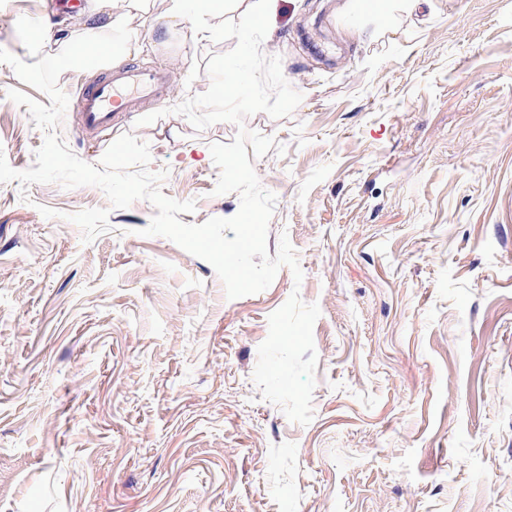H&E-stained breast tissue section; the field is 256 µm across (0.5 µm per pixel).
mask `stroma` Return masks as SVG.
I'll use <instances>...</instances> for the list:
<instances>
[{
	"label": "stroma",
	"mask_w": 512,
	"mask_h": 512,
	"mask_svg": "<svg viewBox=\"0 0 512 512\" xmlns=\"http://www.w3.org/2000/svg\"><path fill=\"white\" fill-rule=\"evenodd\" d=\"M344 3L278 0L261 49L302 95L282 118L132 112L86 134L101 70L60 75L66 146L96 165L122 134L148 143L163 194L196 203L186 224L240 208L214 192L211 144L272 137L253 161L276 196L267 247L288 236L303 279L284 266L231 299L209 262L142 236L149 201L0 183V512H512V0H430L388 31ZM125 7L0 0V48L32 64ZM139 21L151 39L113 32L112 61L164 69L171 108L236 45L194 40L159 0ZM13 89L48 97L0 64V152L22 171L45 132ZM88 208L109 229L87 243L69 216ZM295 291L321 311L306 425L253 380Z\"/></svg>",
	"instance_id": "stroma-1"
}]
</instances>
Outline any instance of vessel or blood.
I'll return each mask as SVG.
<instances>
[{"label":"vessel or blood","mask_w":512,"mask_h":512,"mask_svg":"<svg viewBox=\"0 0 512 512\" xmlns=\"http://www.w3.org/2000/svg\"><path fill=\"white\" fill-rule=\"evenodd\" d=\"M171 92L160 70L131 64L110 69L85 88L80 99L79 124L86 131L114 125L147 101L161 100Z\"/></svg>","instance_id":"vessel-or-blood-1"}]
</instances>
